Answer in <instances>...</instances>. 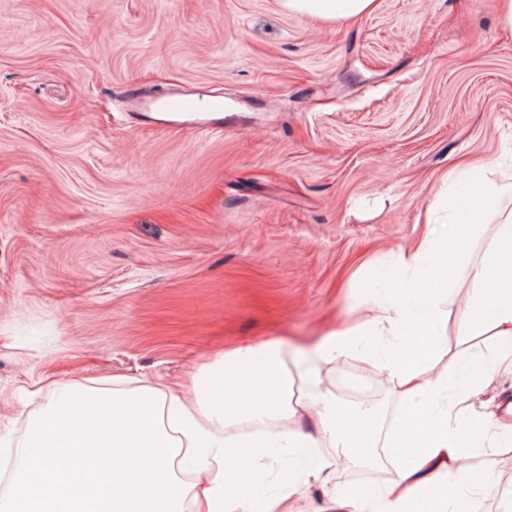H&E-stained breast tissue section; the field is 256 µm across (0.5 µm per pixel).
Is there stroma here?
Returning <instances> with one entry per match:
<instances>
[{
    "instance_id": "1",
    "label": "stroma",
    "mask_w": 512,
    "mask_h": 512,
    "mask_svg": "<svg viewBox=\"0 0 512 512\" xmlns=\"http://www.w3.org/2000/svg\"><path fill=\"white\" fill-rule=\"evenodd\" d=\"M353 22L278 0H0V438L20 455L34 381L121 374L172 388L224 350L309 347L375 315L393 258L427 230L455 165L512 182V29L497 0H376ZM133 86L223 95L217 130L133 111ZM452 291L437 368L462 341ZM348 407L400 400L361 361L323 363ZM467 512H512V423L473 434ZM293 512L391 485L388 458L341 459Z\"/></svg>"
}]
</instances>
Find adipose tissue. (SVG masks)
Wrapping results in <instances>:
<instances>
[{
  "label": "adipose tissue",
  "mask_w": 512,
  "mask_h": 512,
  "mask_svg": "<svg viewBox=\"0 0 512 512\" xmlns=\"http://www.w3.org/2000/svg\"><path fill=\"white\" fill-rule=\"evenodd\" d=\"M290 13L330 22L356 20L374 0H280ZM482 174L452 169L427 207L446 213L448 231L427 232L397 264L404 273L395 292L372 318L337 329L315 348L304 374L305 400L279 341L240 347L202 365L185 393L121 376L81 383L52 382L45 408L27 421L25 453L12 469L10 493L0 512H287L304 487L328 480L323 448L372 458L387 448L395 483L378 494H339L341 512H460L477 477L464 465L465 446L479 424L474 400L484 374L512 364V209L498 212V228L474 257L472 235L455 232L473 199L498 201L511 188ZM467 277L469 304L459 333L490 331L500 349L480 357L462 385L434 373L448 323L444 302L459 277ZM380 336L382 353L370 356L360 342ZM372 359L401 406L386 436L374 410L352 411L322 391L320 363ZM314 415L317 435L302 432ZM288 457V478L263 507L252 484L276 454Z\"/></svg>",
  "instance_id": "obj_1"
}]
</instances>
